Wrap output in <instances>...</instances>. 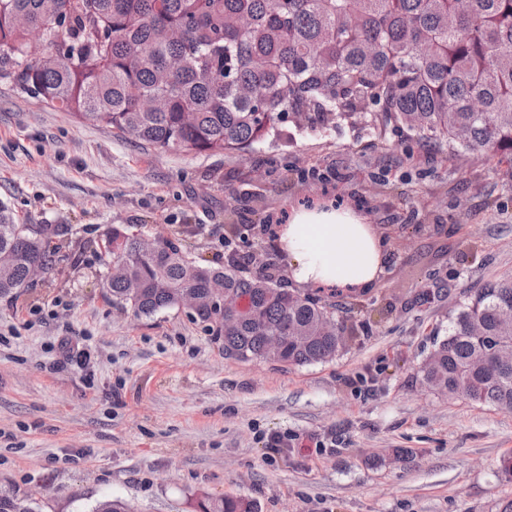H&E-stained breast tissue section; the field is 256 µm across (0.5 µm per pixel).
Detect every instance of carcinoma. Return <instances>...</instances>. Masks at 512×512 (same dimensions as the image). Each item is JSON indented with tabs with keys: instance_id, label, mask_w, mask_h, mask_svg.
<instances>
[{
	"instance_id": "carcinoma-1",
	"label": "carcinoma",
	"mask_w": 512,
	"mask_h": 512,
	"mask_svg": "<svg viewBox=\"0 0 512 512\" xmlns=\"http://www.w3.org/2000/svg\"><path fill=\"white\" fill-rule=\"evenodd\" d=\"M38 35L49 52L31 56ZM81 122L121 138L188 153H237L280 137L290 118L328 129L338 120L408 132L449 160L489 157L512 179V0H0V77ZM54 228L15 222L0 204V297L29 283L31 265L53 268ZM115 266L112 301L150 317L187 289L213 321L224 290L253 316L224 331V351L261 358L286 345L290 365L335 358L328 303L290 290L273 258L233 253L224 267L189 260L173 241L141 253L117 228L95 244ZM512 275L470 298L434 343L423 381L450 398L512 410ZM300 336L295 344L290 337ZM198 512H251L234 498H206ZM0 512H36L0 490ZM92 512H131L106 497Z\"/></svg>"
}]
</instances>
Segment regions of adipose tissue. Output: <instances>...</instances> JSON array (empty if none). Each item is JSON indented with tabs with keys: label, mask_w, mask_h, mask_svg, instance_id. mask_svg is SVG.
<instances>
[{
	"label": "adipose tissue",
	"mask_w": 512,
	"mask_h": 512,
	"mask_svg": "<svg viewBox=\"0 0 512 512\" xmlns=\"http://www.w3.org/2000/svg\"><path fill=\"white\" fill-rule=\"evenodd\" d=\"M278 246L290 262L293 281L301 286L361 292L386 268L379 230L352 209L295 210Z\"/></svg>",
	"instance_id": "1"
}]
</instances>
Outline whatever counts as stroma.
I'll return each mask as SVG.
<instances>
[{"instance_id": "obj_1", "label": "stroma", "mask_w": 512, "mask_h": 512, "mask_svg": "<svg viewBox=\"0 0 512 512\" xmlns=\"http://www.w3.org/2000/svg\"><path fill=\"white\" fill-rule=\"evenodd\" d=\"M0 202L66 240L52 271L0 297V488L37 512L105 497L133 512H193L204 495L253 512H499L512 499V411L436 393L421 373L475 291L512 274L501 167L352 119L287 122L244 155L161 149L0 78ZM316 206L360 208L388 261L367 291L321 292L349 336L313 365L225 357L216 325L178 308L135 316L84 248L132 227L218 267L227 222Z\"/></svg>"}]
</instances>
